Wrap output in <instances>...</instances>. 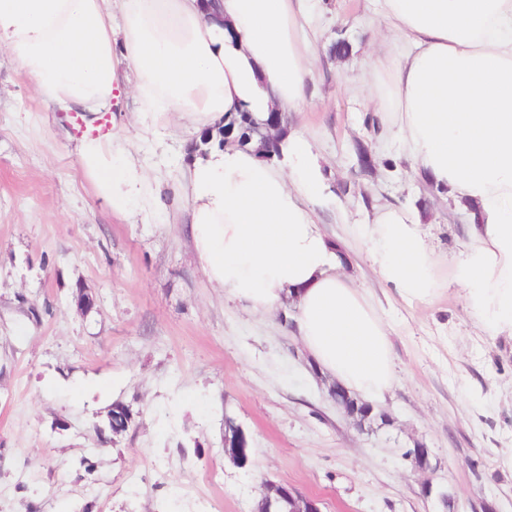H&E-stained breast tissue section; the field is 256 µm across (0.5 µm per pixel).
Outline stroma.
Masks as SVG:
<instances>
[{"mask_svg":"<svg viewBox=\"0 0 512 512\" xmlns=\"http://www.w3.org/2000/svg\"><path fill=\"white\" fill-rule=\"evenodd\" d=\"M378 29L369 0H311L313 73L288 115L335 196L316 216L342 240L421 195L398 144L364 125ZM341 35L351 53L330 58ZM136 108L128 87L93 115L50 105L0 48V512H254L267 480L322 512H512V338L479 327L455 285L408 305L353 248L346 272L382 313L394 373L375 404L387 423L356 427L280 315L225 300L197 268L174 192L197 135L177 119L145 132ZM90 126L120 132L162 208L121 216L95 193L77 153ZM359 142L375 167H358ZM466 222L445 195L423 215L442 261ZM117 402L133 411L118 436ZM228 416L252 440L243 468L224 454ZM419 442L423 471L405 457Z\"/></svg>","mask_w":512,"mask_h":512,"instance_id":"1","label":"stroma"}]
</instances>
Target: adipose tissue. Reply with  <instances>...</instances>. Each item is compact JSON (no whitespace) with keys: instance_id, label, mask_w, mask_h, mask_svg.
<instances>
[{"instance_id":"obj_1","label":"adipose tissue","mask_w":512,"mask_h":512,"mask_svg":"<svg viewBox=\"0 0 512 512\" xmlns=\"http://www.w3.org/2000/svg\"><path fill=\"white\" fill-rule=\"evenodd\" d=\"M0 0V48L37 90L65 109L112 103L121 61L135 72L146 128L180 115L197 131L233 112H297L312 72L303 35L308 0ZM394 38L363 73L382 131L423 180L469 208L467 241L450 267L429 247L418 211L379 207L352 227L379 279L412 304L459 286L469 315L512 336V0H374ZM86 176L114 213L159 198L120 135L87 138ZM327 190L303 131L266 160L227 146L195 157L183 185L193 256L225 299L286 311L318 370L367 401L390 391L385 323L345 273L348 244L311 206Z\"/></svg>"}]
</instances>
